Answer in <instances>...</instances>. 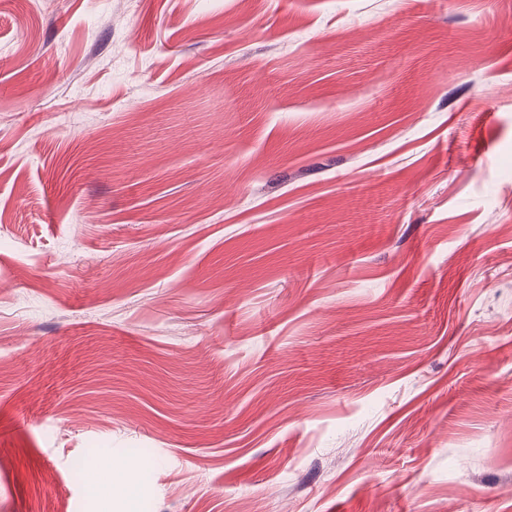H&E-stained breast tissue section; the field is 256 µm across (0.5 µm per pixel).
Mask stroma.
I'll list each match as a JSON object with an SVG mask.
<instances>
[{"instance_id": "35a3bbf8", "label": "stroma", "mask_w": 512, "mask_h": 512, "mask_svg": "<svg viewBox=\"0 0 512 512\" xmlns=\"http://www.w3.org/2000/svg\"><path fill=\"white\" fill-rule=\"evenodd\" d=\"M0 512H512V0H0Z\"/></svg>"}]
</instances>
